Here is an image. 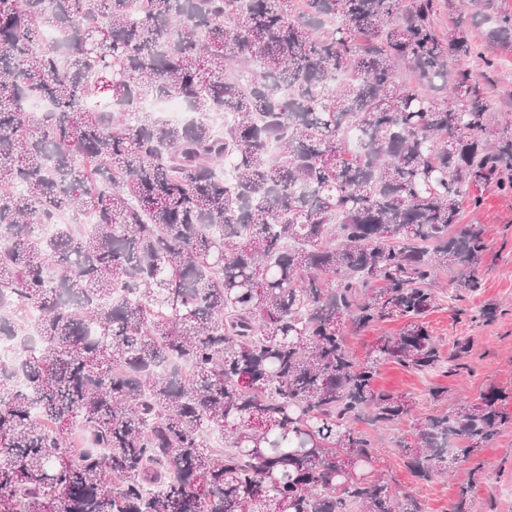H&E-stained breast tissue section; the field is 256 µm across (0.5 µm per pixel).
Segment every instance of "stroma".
Segmentation results:
<instances>
[{
	"instance_id": "obj_1",
	"label": "stroma",
	"mask_w": 512,
	"mask_h": 512,
	"mask_svg": "<svg viewBox=\"0 0 512 512\" xmlns=\"http://www.w3.org/2000/svg\"><path fill=\"white\" fill-rule=\"evenodd\" d=\"M462 221L483 231L487 251L479 270L481 286L464 299L438 301L424 318L446 357L442 368L420 374L393 362L379 365L376 388L408 395L413 408L396 428L384 431L375 466L387 475L393 490L414 492L424 512H448L463 485L473 488L472 512H512V497L505 495L512 488V424L505 425L480 453L457 463L450 477L420 485L410 477L396 446L398 437L411 430L415 417L436 412L439 405L431 401L430 389H447L448 399L442 406L448 409L479 402L492 388L512 396V196L487 187L479 208L464 207ZM485 306L496 308V318L487 323L475 321V314ZM460 336L471 342L463 368L448 358L453 341Z\"/></svg>"
}]
</instances>
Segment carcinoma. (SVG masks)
<instances>
[{
	"instance_id": "obj_1",
	"label": "carcinoma",
	"mask_w": 512,
	"mask_h": 512,
	"mask_svg": "<svg viewBox=\"0 0 512 512\" xmlns=\"http://www.w3.org/2000/svg\"><path fill=\"white\" fill-rule=\"evenodd\" d=\"M498 2L444 35L438 0H0V336L37 338L30 390L0 362V512H423L356 424L410 413L380 363L442 366L433 284L477 291L486 251L462 205L512 194ZM394 316L354 356L345 328ZM502 398L416 419L414 481L493 441ZM496 71L492 74L490 90L495 102L492 120L508 117L512 122V52L498 53ZM148 110H156L164 117L173 122L182 121L186 115L184 105L179 99L162 98L158 100H149L144 103Z\"/></svg>"
}]
</instances>
